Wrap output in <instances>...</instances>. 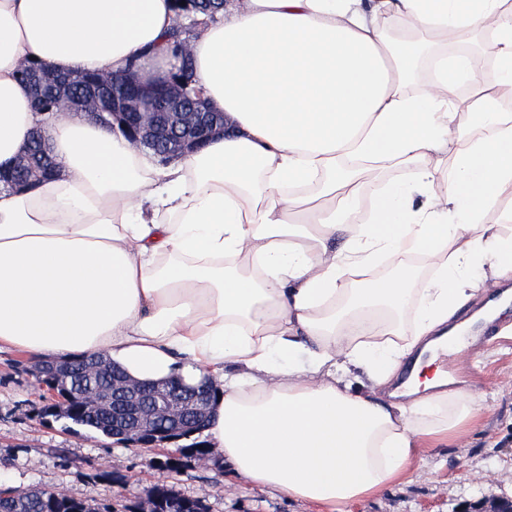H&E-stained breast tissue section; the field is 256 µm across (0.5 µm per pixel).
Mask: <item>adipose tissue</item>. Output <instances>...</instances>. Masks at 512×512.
<instances>
[{"label":"adipose tissue","instance_id":"1","mask_svg":"<svg viewBox=\"0 0 512 512\" xmlns=\"http://www.w3.org/2000/svg\"><path fill=\"white\" fill-rule=\"evenodd\" d=\"M181 23L174 0H0V170L36 131L58 164L0 188V345L209 380L207 447L345 512L481 421L442 372L389 387L415 353L464 357L471 325L498 316L457 319L473 265L512 277V209L485 221L512 188V0H233L189 41L228 132L166 168L87 113L46 119L19 78L41 61L159 83ZM452 29L493 33L490 74L438 51ZM442 152L447 168L426 165ZM365 160L405 174L363 222ZM381 261L394 275H373ZM357 370L372 389L353 390Z\"/></svg>","mask_w":512,"mask_h":512}]
</instances>
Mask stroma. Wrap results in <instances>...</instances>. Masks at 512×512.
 Segmentation results:
<instances>
[{
	"label": "stroma",
	"instance_id": "stroma-1",
	"mask_svg": "<svg viewBox=\"0 0 512 512\" xmlns=\"http://www.w3.org/2000/svg\"><path fill=\"white\" fill-rule=\"evenodd\" d=\"M489 344L472 345L462 367L483 405L477 429L425 449L406 480L349 504L346 512H458L492 497L512 499V311L494 321ZM33 358L0 346V483L52 487L90 507L144 512L149 491L164 486L204 502L208 512H320L318 505L254 486L222 457L186 458L178 470L158 466L168 448H143L83 431L46 414V388L31 374Z\"/></svg>",
	"mask_w": 512,
	"mask_h": 512
}]
</instances>
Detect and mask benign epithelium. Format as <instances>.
I'll list each match as a JSON object with an SVG mask.
<instances>
[{
    "label": "benign epithelium",
    "instance_id": "benign-epithelium-1",
    "mask_svg": "<svg viewBox=\"0 0 512 512\" xmlns=\"http://www.w3.org/2000/svg\"><path fill=\"white\" fill-rule=\"evenodd\" d=\"M43 81L34 86L35 107L49 113L86 112L95 117L112 115L127 130L136 149H148L164 161L182 157L224 132V115L212 111L202 97L191 94V81L171 78L161 87H146L128 76L99 74L97 80L80 94H74L69 81L44 66ZM54 159L47 149L35 155L23 153L15 165L12 180L17 186L33 175L52 170ZM212 384L186 387L172 381L146 386L138 381L115 384L110 391L89 390L85 404L110 412L123 421L122 436L138 439L145 428L153 436L171 442L169 436L188 427L193 414L206 413L211 405Z\"/></svg>",
    "mask_w": 512,
    "mask_h": 512
}]
</instances>
